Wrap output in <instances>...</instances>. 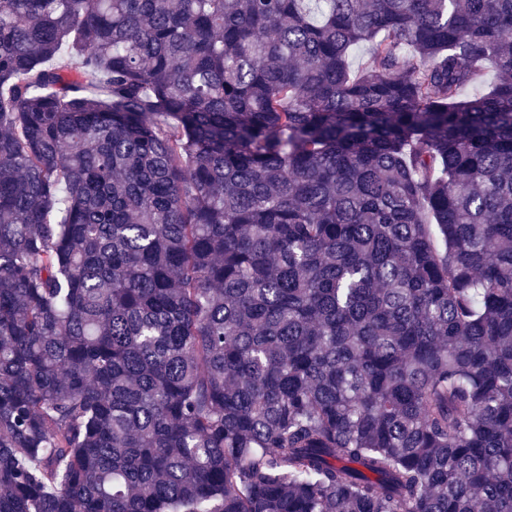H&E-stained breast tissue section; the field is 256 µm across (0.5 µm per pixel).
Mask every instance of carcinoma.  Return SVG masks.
<instances>
[{
    "mask_svg": "<svg viewBox=\"0 0 512 512\" xmlns=\"http://www.w3.org/2000/svg\"><path fill=\"white\" fill-rule=\"evenodd\" d=\"M0 512H512V0H0Z\"/></svg>",
    "mask_w": 512,
    "mask_h": 512,
    "instance_id": "carcinoma-1",
    "label": "carcinoma"
}]
</instances>
